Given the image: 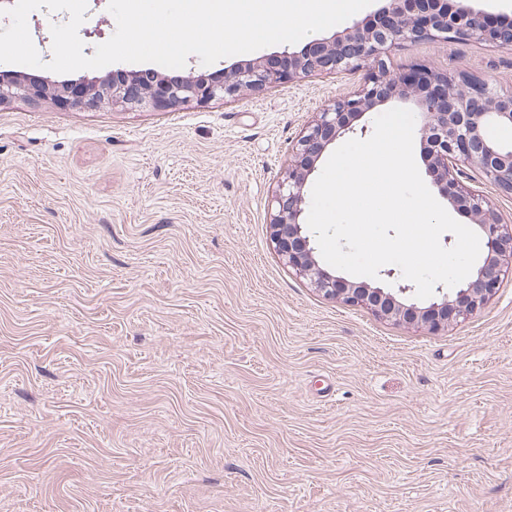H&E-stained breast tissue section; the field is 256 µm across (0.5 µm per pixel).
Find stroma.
Masks as SVG:
<instances>
[{"mask_svg": "<svg viewBox=\"0 0 512 512\" xmlns=\"http://www.w3.org/2000/svg\"><path fill=\"white\" fill-rule=\"evenodd\" d=\"M415 63L512 91L488 42L391 56ZM364 75L166 112L0 104V512H512V277L432 333L269 244L293 142Z\"/></svg>", "mask_w": 512, "mask_h": 512, "instance_id": "obj_1", "label": "stroma"}]
</instances>
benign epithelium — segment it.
Listing matches in <instances>:
<instances>
[{
	"instance_id": "obj_1",
	"label": "benign epithelium",
	"mask_w": 512,
	"mask_h": 512,
	"mask_svg": "<svg viewBox=\"0 0 512 512\" xmlns=\"http://www.w3.org/2000/svg\"><path fill=\"white\" fill-rule=\"evenodd\" d=\"M444 38L491 42L512 47V24L499 26L473 11H450L447 0H389L373 22L357 21L300 52L283 51L265 62L224 70L222 77L193 75L172 79L149 74H113L91 81L51 84L22 79L0 81V103L36 102L52 95L61 108L122 109L149 107L166 111L290 83L301 76L367 68L352 94L326 105L293 143L288 172L273 196L270 242L278 256L323 297L363 307L407 328L437 331L480 310L512 273V225L469 184L468 171L479 170L498 190L512 196V145L490 136L496 127L512 128V92L497 91L464 74L414 65L392 73L387 60L403 46ZM392 101L415 115L420 158L437 194L472 224L485 254L470 275L427 305L409 299L411 288L373 286L333 274L320 266L303 222L308 206L306 184L329 146L354 130L355 119Z\"/></svg>"
}]
</instances>
